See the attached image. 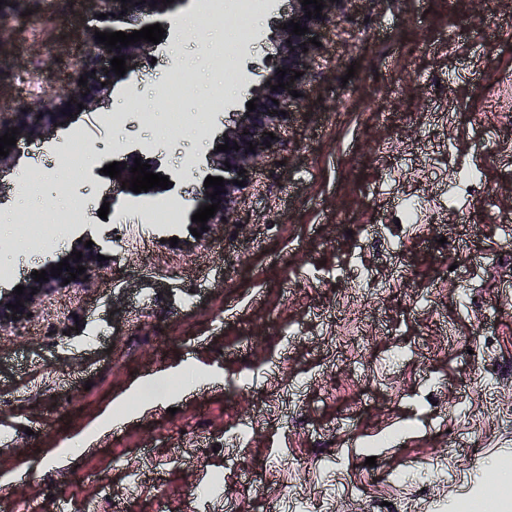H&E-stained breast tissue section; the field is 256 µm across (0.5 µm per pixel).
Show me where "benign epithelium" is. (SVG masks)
Returning <instances> with one entry per match:
<instances>
[{"mask_svg": "<svg viewBox=\"0 0 512 512\" xmlns=\"http://www.w3.org/2000/svg\"><path fill=\"white\" fill-rule=\"evenodd\" d=\"M100 4V12L107 15L105 19H97L98 26L93 27L87 34V55L78 63L76 78H87V84L78 86L73 92L70 107L61 110L50 98L40 99L31 104L25 112H1L0 136L18 128L16 140L27 142L47 136L53 127L65 124L69 114L83 108L91 110L99 101L105 99L110 86L129 81L135 73L139 62L151 58L155 44L151 42H136L128 47L120 49H108L104 44L95 40V32H118L127 34L142 28L161 24L162 28L168 26V16L174 9V4L180 0H174L169 5H164L162 0H129L122 3L121 0H97ZM353 0H323L321 15L317 18L305 17L306 10L302 7L301 0H288V6H278L280 19L275 32L278 51L274 57L271 69L256 85L248 87L250 98L255 100L256 110L236 113L232 123L224 125V131L216 138V144H228L231 149L223 152L210 151L206 156L207 168L211 170L210 176L222 177L225 180V192L219 195L220 205L215 216L208 219L206 226L213 231L223 223H237L236 214L242 200L249 194L253 186L254 171L272 154L283 145V134L291 121L293 110L299 98L290 95V91L296 90L304 93L310 78L313 75V60L318 52V47L309 43L314 36H321V31L330 23L343 17ZM128 11H123V8ZM300 23V26L308 28L304 35H295L291 29L285 28L290 21ZM125 56L127 66L126 73L119 77L110 64L115 56ZM284 68L287 74L279 77L277 70ZM301 72L303 76L291 79L295 73ZM283 81L288 84L286 88L276 91L271 86ZM278 103H273V100ZM286 111V115L279 111ZM272 132L276 139L272 140L266 133ZM271 141V147H266V141ZM256 145L255 152L249 151V144ZM238 145L240 149L235 151L232 146ZM230 166H225L224 162ZM245 173H239V170ZM245 181V185L238 186L232 180ZM82 252V258L68 259L71 271L83 266L86 271L77 276L75 282L91 280L102 263L97 261V255L102 250L75 247ZM69 271V272H71ZM69 272L62 271L61 276L49 277L47 281H34L32 279L23 283L24 294L16 296L13 291L0 292V328L13 327L37 312L44 299L55 291L66 288L63 284ZM37 291H32V288ZM21 301L23 307L14 311L7 307L9 303Z\"/></svg>", "mask_w": 512, "mask_h": 512, "instance_id": "obj_1", "label": "benign epithelium"}]
</instances>
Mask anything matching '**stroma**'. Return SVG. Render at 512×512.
Here are the masks:
<instances>
[{
  "mask_svg": "<svg viewBox=\"0 0 512 512\" xmlns=\"http://www.w3.org/2000/svg\"><path fill=\"white\" fill-rule=\"evenodd\" d=\"M95 14L94 0H0V113L70 92ZM274 16L262 0L250 44H228L239 82L264 73ZM232 28L197 9L141 65L136 97L118 84L108 110L78 115L96 158L80 180L77 155L42 140L0 171V289L83 240L114 255L0 330V474L27 472L0 512H461L512 461V0H359L329 26L237 223L173 247L140 205L183 199L174 231L189 237L188 163L245 105L211 55ZM173 69L189 77L179 129ZM134 151L170 187L110 198L103 167ZM28 165L42 179L22 198ZM74 205L85 219L64 238H19L21 220L56 225ZM155 373L167 385L149 407L115 406ZM291 381L305 399L286 411L273 396ZM80 437V454L47 462Z\"/></svg>",
  "mask_w": 512,
  "mask_h": 512,
  "instance_id": "obj_1",
  "label": "stroma"
}]
</instances>
